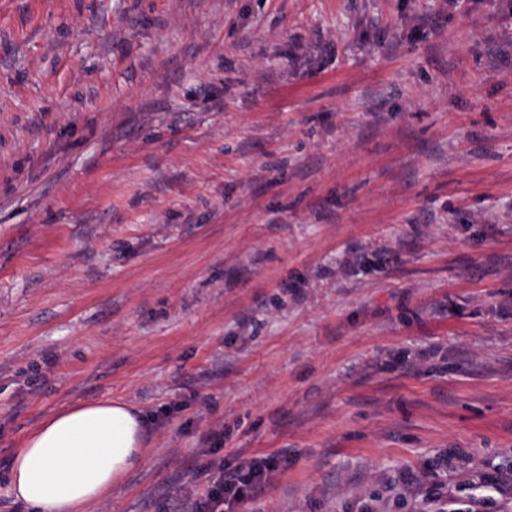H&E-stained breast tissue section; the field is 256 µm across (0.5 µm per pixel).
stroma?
<instances>
[{"mask_svg":"<svg viewBox=\"0 0 512 512\" xmlns=\"http://www.w3.org/2000/svg\"><path fill=\"white\" fill-rule=\"evenodd\" d=\"M106 399L89 512H512V0H0V512ZM146 441L142 416L124 401L71 405L15 448L11 493L39 512H86L142 463ZM278 454H268L260 459H245L235 466L217 459L212 464L214 480L205 494L195 497L187 512H237V507L260 493L267 474L279 464Z\"/></svg>","mask_w":512,"mask_h":512,"instance_id":"35a3bbf8","label":"stroma"}]
</instances>
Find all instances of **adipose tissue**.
Masks as SVG:
<instances>
[{"label":"adipose tissue","mask_w":512,"mask_h":512,"mask_svg":"<svg viewBox=\"0 0 512 512\" xmlns=\"http://www.w3.org/2000/svg\"><path fill=\"white\" fill-rule=\"evenodd\" d=\"M146 441L142 416L124 401L71 405L14 450L11 493L37 512H86L142 463Z\"/></svg>","instance_id":"adipose-tissue-1"}]
</instances>
